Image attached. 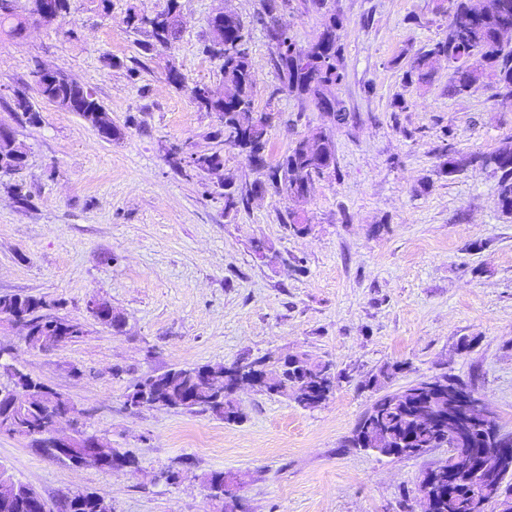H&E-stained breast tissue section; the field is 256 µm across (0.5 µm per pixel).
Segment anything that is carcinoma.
<instances>
[{
	"label": "carcinoma",
	"mask_w": 512,
	"mask_h": 512,
	"mask_svg": "<svg viewBox=\"0 0 512 512\" xmlns=\"http://www.w3.org/2000/svg\"><path fill=\"white\" fill-rule=\"evenodd\" d=\"M27 15L19 13V0H0V25L10 24L9 33L22 35L29 20L38 17L44 21L45 7H53L52 15L61 17L69 10V0H27ZM330 0H314L317 10L325 17L323 29L315 41L303 50L275 28L269 36L276 45L273 65L282 88L288 93L315 104L319 111L333 119H346L344 109L332 89L344 78V48L337 30L341 20L332 13ZM448 26L442 39L420 52L411 62L410 74L420 82L431 79L435 64L448 62L451 74L448 89L460 94L488 77L493 80L497 94L512 97V46L504 42L512 32V0H449ZM178 0H167L166 9L155 14L151 26L143 25L142 15H126L128 27L144 31L151 41L143 49L156 45L168 46L180 35ZM211 43L207 51L223 58L221 71L228 93L206 97L200 85H186L185 78L176 70L169 71L168 82L185 89L197 108L219 115L224 127V146L235 145L246 153L249 163L264 167V151L269 125L263 122L253 107L255 71L250 53L237 56L224 53L225 47L245 37L240 20L226 22L216 17L208 20ZM40 95L62 110L78 113L91 126H97L98 113H105L92 89L61 77L59 80L43 78L37 84ZM27 150L15 137H0L1 174H10L25 166ZM472 161L489 168L498 177V201L502 212L512 214V143L507 141L489 154H479ZM335 150L331 137L321 128L300 139L276 166L269 168L264 187L279 194L280 187L293 188L296 199L306 200L307 188L320 177L325 168L335 166ZM224 164L223 156L214 152L191 164V170L207 173ZM253 189L244 184L224 192V205L236 210L245 205ZM47 304L40 298L26 294L0 296V314H22L31 326L32 346L44 348L58 343L57 337L74 341L83 336L80 324L41 313ZM299 366L288 372L289 396L303 409H315L328 401L336 387V373L332 365L315 361L305 353L299 354ZM0 370L10 376L11 383L21 396L6 426L9 434L30 437L46 420L48 405L54 394L46 392L40 400L28 401L27 390L42 383L24 373L14 364L0 362ZM199 367L175 368L157 376L158 386L153 395L146 388V379L126 396L135 407H153L160 402L165 407L187 411L210 412L230 424L237 422L238 410L231 399L232 392H221L210 387L198 376ZM448 405V398H440L427 389V383L387 393L378 398L358 423L350 440L354 448H366L386 457H400L392 452L388 439L398 434L411 438L417 448H440L445 437L437 435L431 421L417 423L416 415L423 409ZM481 488L463 479L459 474L444 479L437 485V493L427 512H471V502ZM40 499L36 491L16 481L0 468V512H33L31 503ZM63 512H112L111 506L100 496L81 492L65 500Z\"/></svg>",
	"instance_id": "cac0c4a2"
}]
</instances>
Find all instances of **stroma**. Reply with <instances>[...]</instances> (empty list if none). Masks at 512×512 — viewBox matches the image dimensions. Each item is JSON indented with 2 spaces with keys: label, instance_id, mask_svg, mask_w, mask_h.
I'll list each match as a JSON object with an SVG mask.
<instances>
[{
  "label": "stroma",
  "instance_id": "obj_1",
  "mask_svg": "<svg viewBox=\"0 0 512 512\" xmlns=\"http://www.w3.org/2000/svg\"><path fill=\"white\" fill-rule=\"evenodd\" d=\"M179 0L182 32L144 51L148 36L128 12L153 15L167 0H71L55 23L26 36L0 31V123L26 146L25 167L0 174V295L45 300L47 314L83 324L81 338L29 348L20 326L0 321L13 364L63 394L76 410L63 432L97 435L134 455L137 468L83 467L45 454L32 438L0 433V467L33 488L52 512L77 492L112 512H225L206 479L224 473L240 512H418L421 476L444 464L433 448L405 458L351 447L381 395L448 375L478 392L512 432V215L502 213L491 171L441 170L442 146L459 160L512 139V100L490 80L448 92V64L411 82L420 51L441 39L447 0H333L342 19L345 78L334 93L347 120L282 90L270 63L268 23L308 47L323 26L312 0ZM240 17L255 70V112L269 115L267 165L317 127L334 142V169L307 202L265 192L228 210L208 174L173 165L168 151L224 153L223 177L265 180L225 150L220 120L169 84L222 88L204 49L216 8ZM53 67L91 88L120 131L104 141L78 113L42 98L33 72ZM28 97L29 124L13 108ZM29 197L22 205L14 186ZM308 229L294 232L289 212ZM109 304L100 323L89 300ZM469 350H461L462 341ZM305 351L331 362L336 388L315 409L247 388L227 424L208 412L130 409L149 376L178 367L231 365ZM401 370L379 379L380 369ZM182 469L179 484L163 473Z\"/></svg>",
  "mask_w": 512,
  "mask_h": 512
}]
</instances>
